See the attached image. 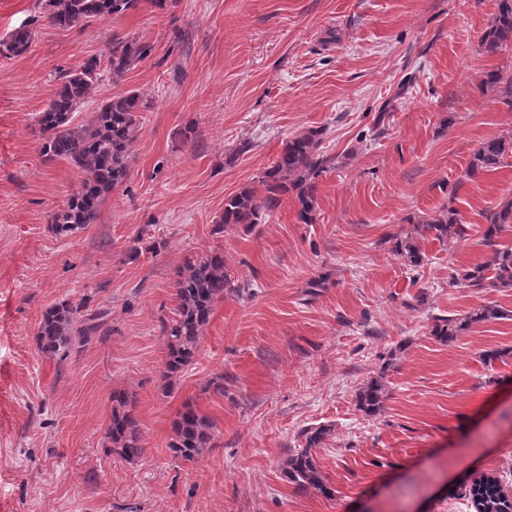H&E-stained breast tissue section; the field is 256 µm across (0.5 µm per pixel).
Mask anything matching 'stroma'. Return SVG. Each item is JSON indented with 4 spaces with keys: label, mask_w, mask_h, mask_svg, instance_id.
I'll list each match as a JSON object with an SVG mask.
<instances>
[{
    "label": "stroma",
    "mask_w": 512,
    "mask_h": 512,
    "mask_svg": "<svg viewBox=\"0 0 512 512\" xmlns=\"http://www.w3.org/2000/svg\"><path fill=\"white\" fill-rule=\"evenodd\" d=\"M497 4L141 0L62 29L41 0H0V41L32 29L25 54H0V512H473L475 478L512 489V357L483 362L512 350V289L452 284L491 257L485 215L512 199V157L464 178L485 139L512 136V106L481 85L487 70L512 73L511 52L480 47ZM116 32L152 51L120 82L103 75L80 116L128 89L150 108L127 181L95 223L61 237L51 216L83 174L43 155L36 115L60 73L107 59ZM310 128L334 160L315 222L300 223L288 197L262 223L218 227L225 198ZM449 204L464 238L422 240L421 267L405 265L396 239ZM139 234L157 250L134 259ZM213 250L234 289L195 360L166 380L175 271ZM85 296L111 309V333L42 354L46 308ZM483 305L506 318L449 347L431 336L434 318ZM376 376L387 396L369 417L356 394ZM118 391L136 400L144 454L131 463L105 439ZM187 402L214 424L190 462L168 448ZM318 425L332 428L313 450L328 497L282 475Z\"/></svg>",
    "instance_id": "stroma-1"
}]
</instances>
